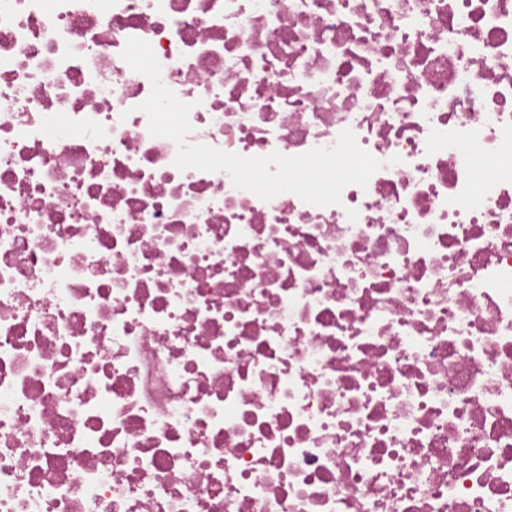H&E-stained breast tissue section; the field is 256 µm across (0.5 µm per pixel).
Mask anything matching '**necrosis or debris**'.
I'll return each mask as SVG.
<instances>
[{
	"label": "necrosis or debris",
	"mask_w": 512,
	"mask_h": 512,
	"mask_svg": "<svg viewBox=\"0 0 512 512\" xmlns=\"http://www.w3.org/2000/svg\"><path fill=\"white\" fill-rule=\"evenodd\" d=\"M510 144L512 0H0V512H512Z\"/></svg>",
	"instance_id": "1"
}]
</instances>
